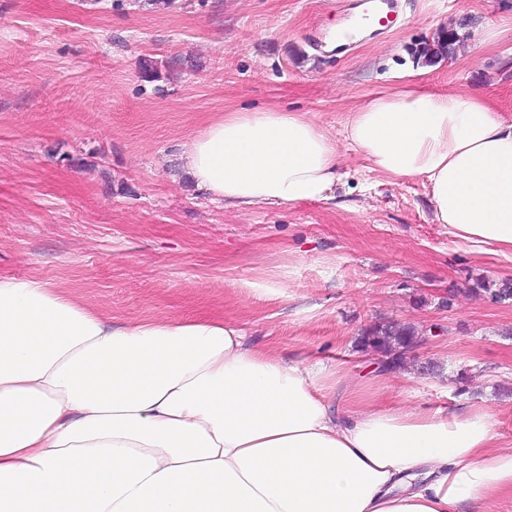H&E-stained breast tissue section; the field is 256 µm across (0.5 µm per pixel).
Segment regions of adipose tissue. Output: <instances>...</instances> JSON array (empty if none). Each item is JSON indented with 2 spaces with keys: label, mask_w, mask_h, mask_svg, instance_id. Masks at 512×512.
I'll use <instances>...</instances> for the list:
<instances>
[{
  "label": "adipose tissue",
  "mask_w": 512,
  "mask_h": 512,
  "mask_svg": "<svg viewBox=\"0 0 512 512\" xmlns=\"http://www.w3.org/2000/svg\"><path fill=\"white\" fill-rule=\"evenodd\" d=\"M372 171L422 179L471 254L512 260V121L467 92L352 112ZM187 175L239 208L325 201L338 147L276 108L214 118ZM323 365L247 345L228 320L113 323L36 279L0 278V512H486L512 493L490 414L334 410Z\"/></svg>",
  "instance_id": "adipose-tissue-1"
}]
</instances>
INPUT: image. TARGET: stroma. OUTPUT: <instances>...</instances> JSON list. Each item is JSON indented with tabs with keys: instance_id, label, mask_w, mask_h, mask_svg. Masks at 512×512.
Wrapping results in <instances>:
<instances>
[{
	"instance_id": "stroma-1",
	"label": "stroma",
	"mask_w": 512,
	"mask_h": 512,
	"mask_svg": "<svg viewBox=\"0 0 512 512\" xmlns=\"http://www.w3.org/2000/svg\"><path fill=\"white\" fill-rule=\"evenodd\" d=\"M355 2L0 0V277L116 322L231 320L251 347L343 366L338 410L355 386L380 406L476 405L512 446V302L477 289L512 279V261L469 254L421 179L369 171L344 138L349 112L407 89L474 92L512 119V0H399L396 23L345 50L310 39ZM448 29L454 56L425 61ZM270 107L336 138L330 200L229 208L185 174L212 119ZM375 322L441 326L407 354L409 381L356 350Z\"/></svg>"
}]
</instances>
